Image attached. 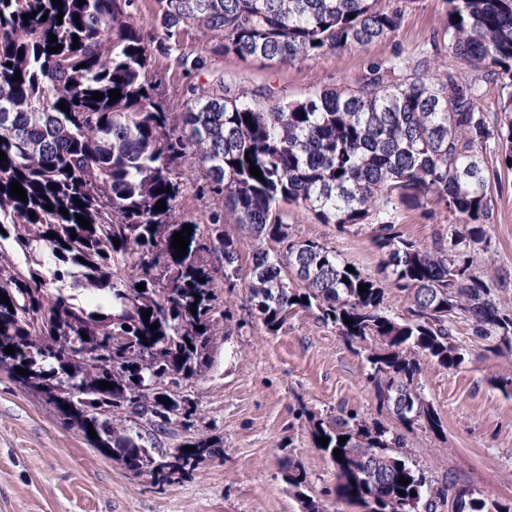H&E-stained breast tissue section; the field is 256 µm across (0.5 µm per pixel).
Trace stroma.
<instances>
[{"instance_id":"stroma-1","label":"stroma","mask_w":512,"mask_h":512,"mask_svg":"<svg viewBox=\"0 0 512 512\" xmlns=\"http://www.w3.org/2000/svg\"><path fill=\"white\" fill-rule=\"evenodd\" d=\"M391 4L402 11L400 26L365 46L291 65L211 53L206 71L192 73L158 50L152 69L175 115L188 85L205 82L211 72L222 73L245 92L269 87L291 99L354 84L373 64L397 55L433 74L450 68L473 77L472 68L448 52L445 0ZM484 159L498 174L490 183L495 209L483 241L471 248L473 271L489 283L497 301L512 309V170L501 168L494 152ZM180 173L181 213L208 223L219 202L203 190L204 169L189 158ZM288 222L292 236L325 244L363 273L378 275L381 255L372 243L371 225L342 233L296 205L288 208ZM451 222L441 208L430 216L407 210L400 230L429 245ZM207 260L218 334L212 365L194 381L191 395L198 403L195 431L216 442L219 455L160 478L132 474L52 405L0 371V512H304L284 480V464L291 460L305 470L314 496L332 488L334 468L314 447L311 422L344 410L404 435L410 464L432 486L452 479L486 502L512 503V395L498 386L499 378L512 376V352L473 336L470 323L458 320L453 340L464 362L449 370L425 357L418 376L419 392L441 425H407L380 406L366 381L368 343H349L303 310L281 332L268 333L250 300L247 277L228 288L223 257L214 253Z\"/></svg>"}]
</instances>
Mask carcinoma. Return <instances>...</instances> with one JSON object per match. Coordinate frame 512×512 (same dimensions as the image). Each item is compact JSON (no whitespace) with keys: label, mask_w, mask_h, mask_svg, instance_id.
I'll use <instances>...</instances> for the list:
<instances>
[{"label":"carcinoma","mask_w":512,"mask_h":512,"mask_svg":"<svg viewBox=\"0 0 512 512\" xmlns=\"http://www.w3.org/2000/svg\"><path fill=\"white\" fill-rule=\"evenodd\" d=\"M159 2L161 48L192 27L214 35L215 50L244 62L293 63L365 46L401 22L385 0ZM134 3L0 0V150L7 155L0 167V241L11 240L30 258L21 264L0 245V293L10 302H0V370L83 433L93 426L95 445L127 471L172 469L154 457L157 434L194 427L198 404L188 386L211 366L216 337L204 255L224 253V278L237 286L238 242L224 234L232 223L257 240L285 245L273 255L255 250L248 273L250 300L269 332L282 330L300 308L351 342L374 340L368 379L380 401L404 421L438 425L418 392L419 356L447 369L461 365L453 343L460 315L477 338L512 345V312L471 272L470 255L494 207L483 153L494 149L512 169V0H446L448 50L481 77L448 70L434 78L397 55L349 88L288 101L270 89L250 98L213 75L190 86L178 128L169 125L150 68L153 41L132 17ZM59 44L58 52H47ZM484 76L500 87L498 126L481 107ZM114 89L121 97L112 102ZM189 152L206 168L202 191L221 198L222 209L204 226L176 212L177 168ZM253 165L262 179L250 174ZM11 182L24 188L28 202L9 194ZM160 200L164 211L154 210ZM293 204L344 232L373 226L382 277L351 273L336 251L294 239L284 220V206ZM433 204L455 223L432 246L399 231L402 211L426 212ZM77 214L91 228L79 225ZM185 225L193 232L179 257L172 235ZM389 281L408 303L400 322L386 311ZM68 283L96 305L74 303L64 293ZM360 284L367 290L358 291ZM9 345L15 353L4 351ZM101 380L113 388L101 389ZM319 437L329 438L327 446ZM312 439L329 455L336 483L317 499L306 493V472L288 461L285 480L306 512H330V496L359 512H416L423 503L426 512H512V504H488L455 481L433 488L409 464L403 436L356 413L314 423ZM217 453L209 438L193 436L175 459ZM401 476L410 483L398 484Z\"/></svg>","instance_id":"obj_1"}]
</instances>
